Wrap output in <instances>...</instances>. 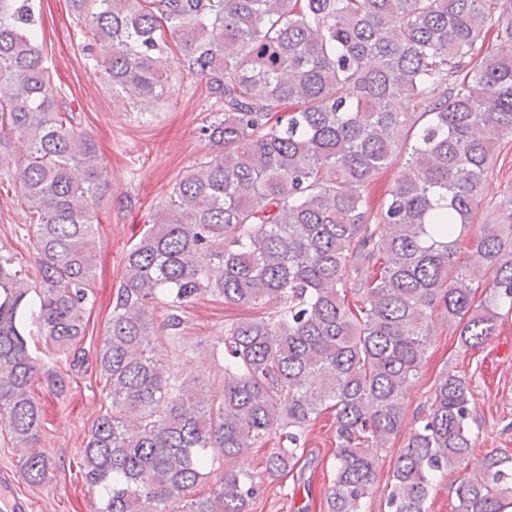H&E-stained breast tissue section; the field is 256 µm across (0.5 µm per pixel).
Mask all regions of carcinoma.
<instances>
[{
	"mask_svg": "<svg viewBox=\"0 0 512 512\" xmlns=\"http://www.w3.org/2000/svg\"><path fill=\"white\" fill-rule=\"evenodd\" d=\"M86 51L133 105L206 81L213 153L188 169L124 257L95 354L102 403L80 448L93 512H251L261 475L241 466L278 439L292 471L308 428L333 409L335 478L323 512H364L379 451L400 436L406 391L432 336L482 348L512 314V185L485 200L512 144V0H75ZM41 0H0V165L28 207L40 283L0 255V425L23 479L51 461L31 393L28 338L67 353L95 302L94 207L107 187L95 139L73 125L42 43ZM20 157L4 153L10 139ZM382 202L368 189L388 167ZM472 242L491 270L458 261ZM485 295L475 303L478 289ZM256 315L224 325V390L211 395L157 356L154 309L173 336L204 294ZM54 395L65 374L46 369ZM470 383L444 375L397 450L388 512H428L449 475L455 512H507L512 467L472 464ZM222 468L209 495L194 489Z\"/></svg>",
	"mask_w": 512,
	"mask_h": 512,
	"instance_id": "carcinoma-1",
	"label": "carcinoma"
}]
</instances>
